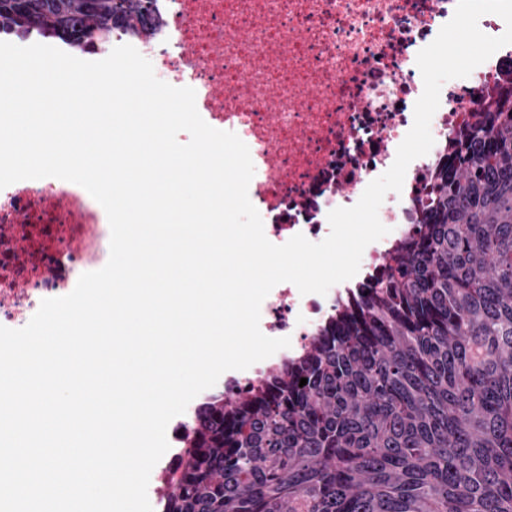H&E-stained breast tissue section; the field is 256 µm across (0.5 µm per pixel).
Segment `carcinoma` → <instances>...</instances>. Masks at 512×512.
Wrapping results in <instances>:
<instances>
[{"instance_id": "obj_1", "label": "carcinoma", "mask_w": 512, "mask_h": 512, "mask_svg": "<svg viewBox=\"0 0 512 512\" xmlns=\"http://www.w3.org/2000/svg\"><path fill=\"white\" fill-rule=\"evenodd\" d=\"M157 5L0 0V39L94 56L153 36ZM431 183L417 233L304 356L207 398L162 512H512V106Z\"/></svg>"}]
</instances>
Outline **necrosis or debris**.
Wrapping results in <instances>:
<instances>
[{"label":"necrosis or debris","mask_w":512,"mask_h":512,"mask_svg":"<svg viewBox=\"0 0 512 512\" xmlns=\"http://www.w3.org/2000/svg\"><path fill=\"white\" fill-rule=\"evenodd\" d=\"M457 0H160L162 31L138 42L156 76L192 87L211 127L247 145L255 173L249 199L267 239L296 234L319 242L328 214L354 206L393 164L414 122L424 83L417 55L454 15ZM512 99V45L468 77L443 84L430 130L434 144L413 160L401 192L387 193L378 217L388 234L369 244L352 281L326 295L276 285L260 330L289 347L224 380L247 391L298 357L334 320L357 287L418 230L430 169L452 156L479 111ZM110 226L81 186L58 178L0 189V325L19 329L43 299L69 294L81 274L104 267Z\"/></svg>","instance_id":"4bbe7bcc"}]
</instances>
